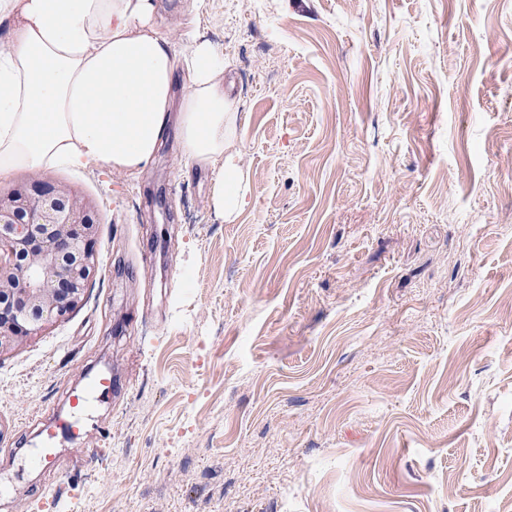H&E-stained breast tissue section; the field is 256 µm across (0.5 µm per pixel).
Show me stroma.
Listing matches in <instances>:
<instances>
[{
	"instance_id": "35a3bbf8",
	"label": "stroma",
	"mask_w": 512,
	"mask_h": 512,
	"mask_svg": "<svg viewBox=\"0 0 512 512\" xmlns=\"http://www.w3.org/2000/svg\"><path fill=\"white\" fill-rule=\"evenodd\" d=\"M158 4L224 54L249 203L172 135L0 178L98 224L86 303L0 357V512H512V0ZM112 388L111 380L105 377L92 381L88 387L80 393L71 396V405L77 414L84 413L92 407V397L96 395L97 399L107 395Z\"/></svg>"
}]
</instances>
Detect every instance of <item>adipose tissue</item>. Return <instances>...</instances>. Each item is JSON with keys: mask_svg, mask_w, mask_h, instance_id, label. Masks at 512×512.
<instances>
[{"mask_svg": "<svg viewBox=\"0 0 512 512\" xmlns=\"http://www.w3.org/2000/svg\"><path fill=\"white\" fill-rule=\"evenodd\" d=\"M0 177L59 163L135 174L169 131L210 167L213 202L235 223L251 192L224 57L207 43L177 59L157 0H0Z\"/></svg>", "mask_w": 512, "mask_h": 512, "instance_id": "ef3b65f1", "label": "adipose tissue"}]
</instances>
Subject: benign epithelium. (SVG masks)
Listing matches in <instances>:
<instances>
[{
  "mask_svg": "<svg viewBox=\"0 0 512 512\" xmlns=\"http://www.w3.org/2000/svg\"><path fill=\"white\" fill-rule=\"evenodd\" d=\"M91 203L44 178L0 193V355L67 318L98 264Z\"/></svg>",
  "mask_w": 512,
  "mask_h": 512,
  "instance_id": "1",
  "label": "benign epithelium"
}]
</instances>
